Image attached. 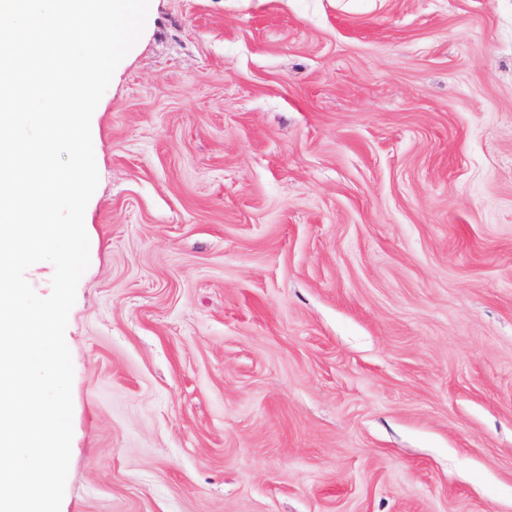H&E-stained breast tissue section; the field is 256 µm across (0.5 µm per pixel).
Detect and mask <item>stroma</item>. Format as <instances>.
<instances>
[{
	"label": "stroma",
	"instance_id": "1",
	"mask_svg": "<svg viewBox=\"0 0 512 512\" xmlns=\"http://www.w3.org/2000/svg\"><path fill=\"white\" fill-rule=\"evenodd\" d=\"M91 134L60 512H512V0H151Z\"/></svg>",
	"mask_w": 512,
	"mask_h": 512
}]
</instances>
